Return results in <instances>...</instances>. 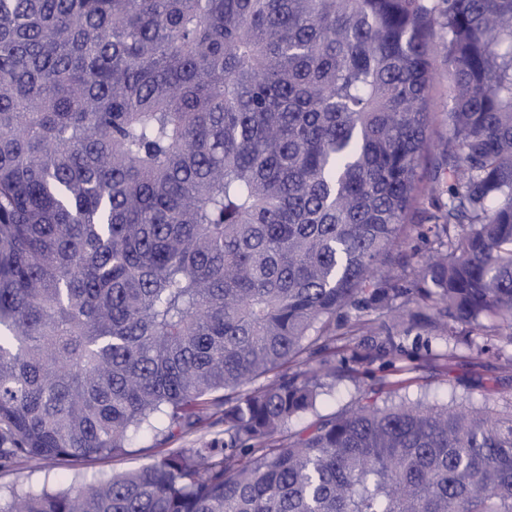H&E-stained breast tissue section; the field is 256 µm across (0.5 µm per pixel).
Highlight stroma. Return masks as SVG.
<instances>
[{"mask_svg":"<svg viewBox=\"0 0 512 512\" xmlns=\"http://www.w3.org/2000/svg\"><path fill=\"white\" fill-rule=\"evenodd\" d=\"M475 344L483 347L480 359L474 360L466 345H459L457 357L446 361L445 343L410 336L406 352L396 362L375 360L367 373H337L324 378L323 395L316 413L294 418L290 427L300 430L315 415L339 412L357 400L373 384L384 386L385 396L406 398L428 404L486 402L505 406L512 396V345L498 336H478ZM160 450L152 433L138 432L129 441L124 454L91 458L80 463L59 457L40 462L21 461L0 470V487L51 488L80 485L101 476L129 471L149 463Z\"/></svg>","mask_w":512,"mask_h":512,"instance_id":"stroma-1","label":"stroma"}]
</instances>
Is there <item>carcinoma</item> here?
Wrapping results in <instances>:
<instances>
[{
  "label": "carcinoma",
  "mask_w": 512,
  "mask_h": 512,
  "mask_svg": "<svg viewBox=\"0 0 512 512\" xmlns=\"http://www.w3.org/2000/svg\"><path fill=\"white\" fill-rule=\"evenodd\" d=\"M503 329L512 0H0V468L198 435L0 512H512V410L289 427L338 352ZM450 87L448 65L444 64L443 61H439L430 97L431 112L434 113V118L429 133L433 139L447 133V127L443 119L451 106ZM432 209L431 200L427 198L421 199L413 223L420 225V227L411 231L409 238L402 244V249L412 255L413 261L426 259L429 255V244L418 232H426V228L429 224L424 221V216L427 211H431Z\"/></svg>",
  "instance_id": "carcinoma-1"
}]
</instances>
